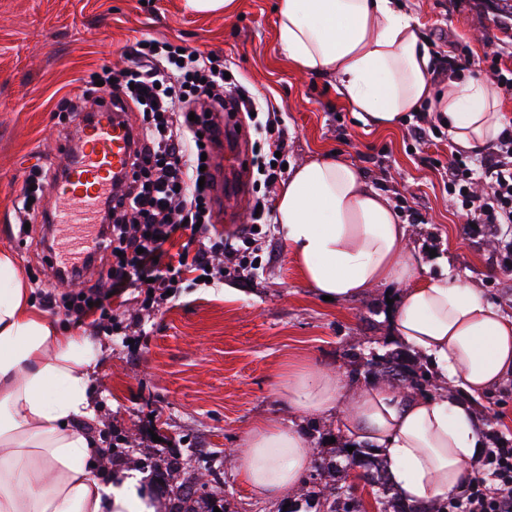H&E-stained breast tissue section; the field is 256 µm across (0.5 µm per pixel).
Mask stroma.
I'll list each match as a JSON object with an SVG mask.
<instances>
[{
  "mask_svg": "<svg viewBox=\"0 0 512 512\" xmlns=\"http://www.w3.org/2000/svg\"><path fill=\"white\" fill-rule=\"evenodd\" d=\"M278 0H235L229 12L199 14L185 0H0V250H9L22 278L40 269V224L21 234L15 221L25 171L61 167L79 129L68 102L102 98L105 70L127 64L125 48L155 38L223 60L237 83L282 116L288 128L284 164L329 152L356 166L383 191L407 224L421 272L438 273L448 258L459 278L477 283L512 316V273L502 271L481 236L469 231L448 194V157L456 149L447 127L419 138L415 119L391 131L363 125L323 76L297 71L276 35ZM424 38L448 77V55L469 51L474 63L512 69V14L499 0H411ZM247 171L237 215L217 227L237 240L255 200L275 202L280 184ZM256 267L224 264L220 280H185L175 296L151 310L134 291L113 296L112 317L85 318L83 330L102 346L92 374L98 415L82 426L99 437L98 469H132L161 501L170 487L154 465L179 453L208 461L223 478L211 493L233 512H283L252 497L233 461L243 434L258 421L287 419L275 396L286 366L308 361L341 372L349 387L370 383L356 374L350 351L399 350L387 317L386 291L344 302L320 299L305 285L275 222L253 245ZM133 454H124V447Z\"/></svg>",
  "mask_w": 512,
  "mask_h": 512,
  "instance_id": "35a3bbf8",
  "label": "stroma"
}]
</instances>
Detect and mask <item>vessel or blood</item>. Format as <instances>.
Wrapping results in <instances>:
<instances>
[{
	"instance_id": "1",
	"label": "vessel or blood",
	"mask_w": 512,
	"mask_h": 512,
	"mask_svg": "<svg viewBox=\"0 0 512 512\" xmlns=\"http://www.w3.org/2000/svg\"><path fill=\"white\" fill-rule=\"evenodd\" d=\"M134 148V127L115 106H102L83 123L73 147V160L67 161L62 178L47 188L48 200L55 203V226L75 231L72 254L84 256L103 250L101 238L80 234L79 229L91 224L101 194L127 170Z\"/></svg>"
}]
</instances>
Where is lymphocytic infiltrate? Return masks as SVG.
<instances>
[{"label": "lymphocytic infiltrate", "mask_w": 512, "mask_h": 512, "mask_svg": "<svg viewBox=\"0 0 512 512\" xmlns=\"http://www.w3.org/2000/svg\"><path fill=\"white\" fill-rule=\"evenodd\" d=\"M127 55L131 65L113 82L112 95L121 109L134 106L142 114L130 175L100 205L104 250L81 264L56 269L57 274L80 279L92 265L101 267L97 282L84 291L85 304L64 312L66 320L77 324L95 311L111 318L106 307L110 293L143 289V305L150 308L157 295L176 291L179 267L212 278L224 257L239 255L238 247L216 235L213 180L200 171L202 146L217 137L210 113H253L267 146L266 152L257 153L255 165L266 181L277 178L273 156L286 149V129L276 114L261 110L211 56L150 39L136 41ZM448 188L467 224L497 231L501 267L511 271L512 128L502 131L480 167L451 156ZM178 234L186 240L178 245L173 263L168 247ZM483 462L485 476L472 477L464 495L449 498L448 512H512V442L495 439L493 447L485 449Z\"/></svg>", "instance_id": "lymphocytic-infiltrate-1"}]
</instances>
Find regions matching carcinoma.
Instances as JSON below:
<instances>
[{"label": "carcinoma", "mask_w": 512, "mask_h": 512, "mask_svg": "<svg viewBox=\"0 0 512 512\" xmlns=\"http://www.w3.org/2000/svg\"><path fill=\"white\" fill-rule=\"evenodd\" d=\"M357 369L367 374H377L394 383H407L413 390L426 392L433 386L434 376L430 370L420 365L409 364L406 354L392 351L386 354H373L369 357L352 355ZM357 466L362 469V479L368 485L383 490L381 512H447L446 504L410 506L401 501L393 492V485L383 462L375 455L355 449L342 450L341 458H323L317 462L307 479L303 481L301 502L293 505L289 512H363L361 500L343 491L340 481L349 477L348 470ZM209 483L198 482L195 478L182 481L174 493L169 512H198L193 504L210 499L207 492Z\"/></svg>", "instance_id": "cac0c4a2"}]
</instances>
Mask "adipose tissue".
<instances>
[{"mask_svg": "<svg viewBox=\"0 0 512 512\" xmlns=\"http://www.w3.org/2000/svg\"><path fill=\"white\" fill-rule=\"evenodd\" d=\"M276 34L301 73L335 82L358 119L380 131L433 106L453 142L478 150L504 128L489 81L439 82L433 55L405 0H280ZM287 250L318 296L346 301L394 288L396 336L440 377L472 395L512 377V317L451 272L419 273L392 202L353 164L332 155L293 169L275 203ZM92 336L60 332L38 311L8 251H0V512H158L138 472L98 475L96 441L81 426L97 406ZM288 420L244 435L236 468L273 502L297 492L313 462L299 417L334 416L354 441L382 455L399 496L425 505L455 494L482 443L469 404L384 382L348 388L343 376L305 363L279 379Z\"/></svg>", "mask_w": 512, "mask_h": 512, "instance_id": "obj_1", "label": "adipose tissue"}]
</instances>
